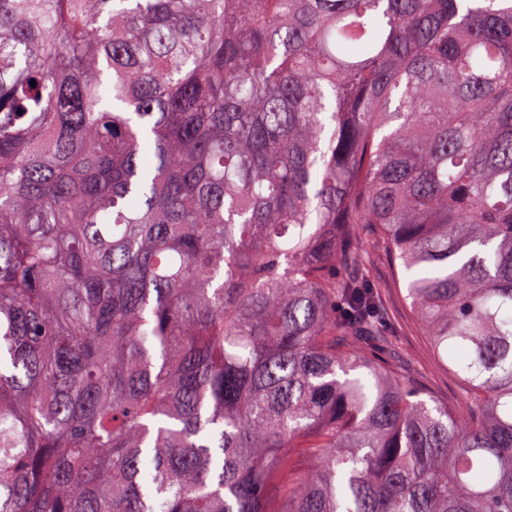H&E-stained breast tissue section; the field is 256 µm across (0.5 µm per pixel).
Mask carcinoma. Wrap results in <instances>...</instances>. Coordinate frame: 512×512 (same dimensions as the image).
Returning <instances> with one entry per match:
<instances>
[{
    "mask_svg": "<svg viewBox=\"0 0 512 512\" xmlns=\"http://www.w3.org/2000/svg\"><path fill=\"white\" fill-rule=\"evenodd\" d=\"M0 512H512V0H0ZM360 231L367 237L373 252L369 273L382 286L389 326L398 350L411 358L414 376L432 396L440 402H448V405L456 404L461 395L458 380L437 365L427 337L421 336L412 322L399 291L395 288L393 270L373 248L376 235L368 225H360Z\"/></svg>",
    "mask_w": 512,
    "mask_h": 512,
    "instance_id": "carcinoma-1",
    "label": "carcinoma"
}]
</instances>
